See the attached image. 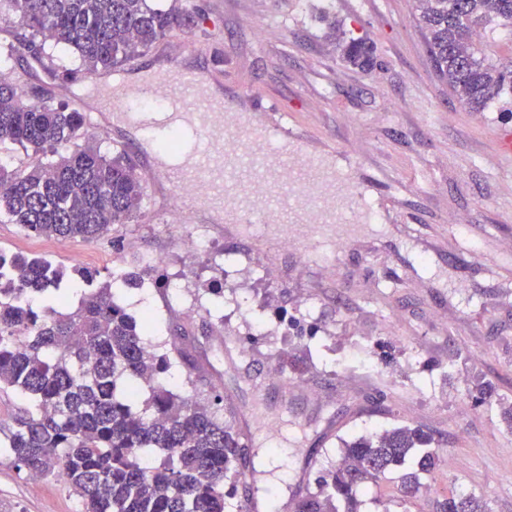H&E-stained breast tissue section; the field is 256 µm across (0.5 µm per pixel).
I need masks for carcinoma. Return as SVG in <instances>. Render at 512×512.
Listing matches in <instances>:
<instances>
[{
  "label": "carcinoma",
  "mask_w": 512,
  "mask_h": 512,
  "mask_svg": "<svg viewBox=\"0 0 512 512\" xmlns=\"http://www.w3.org/2000/svg\"><path fill=\"white\" fill-rule=\"evenodd\" d=\"M11 2L29 33L21 45L40 36L89 74L108 73L175 27L194 24L179 0ZM418 3L427 52L448 89L471 112L502 111L512 63L495 54L502 32L512 31V0ZM342 57L374 66L372 48L354 39L342 44ZM7 143L45 155L22 170L0 164V219L30 234L94 242L127 223L145 195L128 153L102 152L83 113L0 78V146ZM67 274L43 257L0 252V389L29 400L0 446L30 475L63 479L81 512H244L249 435L224 419L232 410L222 394L202 402L169 382L174 368H204L177 324L170 349L145 342L154 315L132 316L115 292L118 284L142 287L143 274L99 282L75 267L92 291L74 307ZM340 443V462L296 496L294 512H362L366 488L399 471L397 487L407 496L419 474L442 463L433 437L403 423ZM436 512L490 510L475 495L451 492Z\"/></svg>",
  "instance_id": "1"
}]
</instances>
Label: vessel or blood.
Wrapping results in <instances>:
<instances>
[{"instance_id": "vessel-or-blood-1", "label": "vessel or blood", "mask_w": 512, "mask_h": 512, "mask_svg": "<svg viewBox=\"0 0 512 512\" xmlns=\"http://www.w3.org/2000/svg\"><path fill=\"white\" fill-rule=\"evenodd\" d=\"M95 82L112 89L109 111L97 114L99 126L109 127L113 111L126 101L160 97L164 109L125 112V120L144 130L186 134L176 165L154 174L173 185L198 184L201 191L197 204L168 210L169 222L201 223L206 208L255 214L266 226L258 239L268 254L278 253L293 220L318 243L348 240L353 226L337 223L336 192L351 178L327 165L293 125L257 124L245 114H230L210 97L209 76L193 71L170 67L116 88L105 75Z\"/></svg>"}]
</instances>
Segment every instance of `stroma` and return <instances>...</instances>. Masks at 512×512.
Wrapping results in <instances>:
<instances>
[{"mask_svg":"<svg viewBox=\"0 0 512 512\" xmlns=\"http://www.w3.org/2000/svg\"><path fill=\"white\" fill-rule=\"evenodd\" d=\"M195 23L124 63L134 75L159 64L211 73L233 111L256 121L297 114L334 146L339 171L360 182L376 218L361 225L335 266L299 261L295 242L269 258L237 224H209L210 254L193 260L178 249L191 224H170L175 194L166 182L145 194L128 223L89 243L38 237L0 223V251L41 256L101 279L145 268L184 277L178 295L163 288L122 289L132 315L151 311L147 341L165 350L172 323L183 325L205 373L171 375L195 397L219 388L230 398L236 426L251 436L253 458L277 443L282 473L270 479V512H292L295 493L315 487L337 463L338 439L393 422L435 437L448 464L423 477L404 499L394 482L373 488L363 512H434L439 493L454 489L484 498L491 512H512V430L500 406L512 402V269L494 262L512 254V163L496 155L494 135L512 122L505 112H471L452 95L429 58L417 28V0H181ZM362 39L374 53L368 71L344 62L334 31ZM30 52L15 55L9 76L25 87H51V99L77 103L88 74L53 79L29 71ZM261 92L273 109L254 112ZM249 266L251 310L211 308L206 288L218 264ZM231 327L253 344L229 355L216 336ZM300 355L292 381L311 394L284 401L275 388L256 392L251 376L284 367ZM481 382L496 399L474 404ZM0 512H80L65 483L35 479L0 452Z\"/></svg>","mask_w":512,"mask_h":512,"instance_id":"obj_1","label":"stroma"}]
</instances>
